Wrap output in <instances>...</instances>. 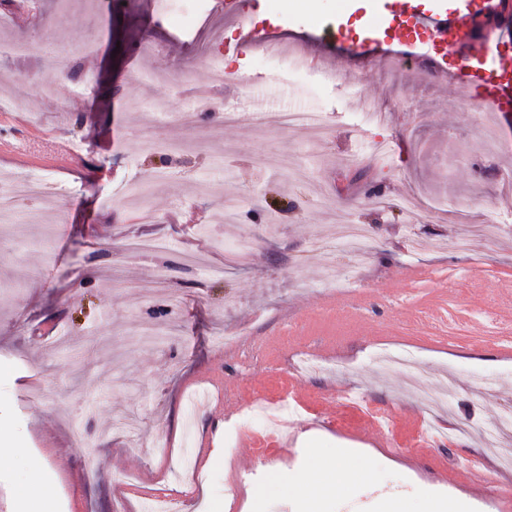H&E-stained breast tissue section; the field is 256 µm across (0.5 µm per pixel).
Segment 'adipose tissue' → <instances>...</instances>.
Here are the masks:
<instances>
[{
    "instance_id": "adipose-tissue-1",
    "label": "adipose tissue",
    "mask_w": 512,
    "mask_h": 512,
    "mask_svg": "<svg viewBox=\"0 0 512 512\" xmlns=\"http://www.w3.org/2000/svg\"><path fill=\"white\" fill-rule=\"evenodd\" d=\"M373 467L353 448H313L307 467L288 484L273 483L270 495L296 501L298 512H322L323 502L371 478Z\"/></svg>"
}]
</instances>
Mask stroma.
I'll use <instances>...</instances> for the list:
<instances>
[{"label":"stroma","mask_w":512,"mask_h":512,"mask_svg":"<svg viewBox=\"0 0 512 512\" xmlns=\"http://www.w3.org/2000/svg\"><path fill=\"white\" fill-rule=\"evenodd\" d=\"M6 0L0 43V190L8 176H49L59 197L35 200L45 223H0V424L18 462L0 475V512L40 455L60 512H297L263 496L313 448H360L376 471L326 512H363L380 494L412 503L471 495L474 512H512V428L483 432L512 406V128L464 109L454 74L438 80L335 53L357 37L353 0H240L289 54L231 52L224 0L204 16L157 23V0ZM218 33L229 64L211 84L195 50ZM53 42L69 57L60 65ZM92 81L87 96L77 84ZM52 84L47 97L38 85ZM159 101L169 121L148 111ZM374 105L384 115L362 127ZM318 112L324 133L263 124L262 112ZM81 140L68 162L50 147ZM388 140L379 154L376 141ZM171 147L163 164L153 142ZM242 198L236 222L224 200ZM188 211V224L172 223ZM373 230L368 263L335 252L327 276L310 249L342 217ZM502 227L496 239L476 226ZM472 236L467 252L456 238ZM165 239L134 252L132 238ZM410 352L424 383L451 386L427 412L405 372L378 348ZM323 366L302 374V356ZM343 370H335V363ZM291 396L267 433L251 408ZM211 465H204V458ZM492 481L445 479L460 458Z\"/></svg>","instance_id":"35a3bbf8"}]
</instances>
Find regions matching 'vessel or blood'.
Instances as JSON below:
<instances>
[{"label": "vessel or blood", "mask_w": 512, "mask_h": 512, "mask_svg": "<svg viewBox=\"0 0 512 512\" xmlns=\"http://www.w3.org/2000/svg\"><path fill=\"white\" fill-rule=\"evenodd\" d=\"M235 0H224V12L237 24L235 51L255 42L258 28L246 16L235 13ZM499 0H440L432 9L420 0H377L365 12L362 35L352 50H378L397 45L404 58L417 60L420 69L434 77L456 70L462 83L485 92L492 111L512 112V59L499 55L494 29L483 41H475L477 20L496 17Z\"/></svg>", "instance_id": "vessel-or-blood-1"}]
</instances>
